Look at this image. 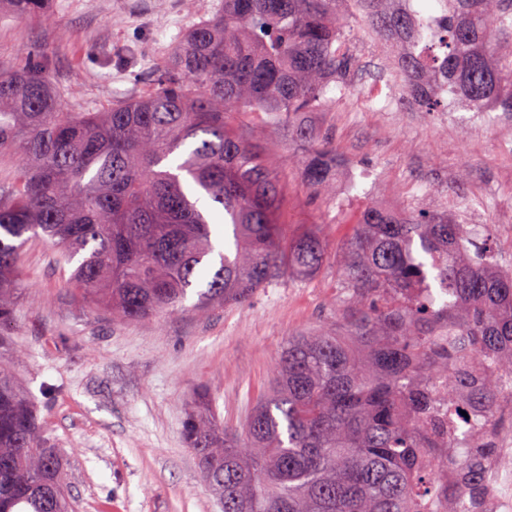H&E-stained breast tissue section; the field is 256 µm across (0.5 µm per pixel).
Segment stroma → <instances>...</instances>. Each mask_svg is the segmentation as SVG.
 <instances>
[{
	"mask_svg": "<svg viewBox=\"0 0 512 512\" xmlns=\"http://www.w3.org/2000/svg\"><path fill=\"white\" fill-rule=\"evenodd\" d=\"M220 2L50 0L47 24L0 13V71L25 51L48 56L69 110L97 111L145 91L135 74L162 67L178 36ZM351 35L354 90L304 117L335 142L330 191L304 185L305 152L287 133L263 115L246 118L279 167L286 241L313 232L326 246L316 277L282 276L240 305L124 323L66 288L71 267L60 246L27 245L28 285L16 294L8 339L22 352L17 377L43 434L64 459L72 512H222L184 440L191 401L207 387L225 426L245 425L285 340L333 322L345 218L363 206L445 210L491 225L498 257L512 265V140L500 134L512 116L437 124L403 97L394 48L359 21Z\"/></svg>",
	"mask_w": 512,
	"mask_h": 512,
	"instance_id": "stroma-1",
	"label": "stroma"
}]
</instances>
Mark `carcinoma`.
Returning a JSON list of instances; mask_svg holds the SVG:
<instances>
[{
    "mask_svg": "<svg viewBox=\"0 0 512 512\" xmlns=\"http://www.w3.org/2000/svg\"><path fill=\"white\" fill-rule=\"evenodd\" d=\"M354 0L362 21L398 43L403 95L448 110L434 92L478 112H512V0H436L440 11ZM48 0H0L36 19ZM346 0H224L185 31L149 89L97 112H64L49 60L0 72V153L24 160L0 178V331L23 283L19 257L34 238L78 260L67 285L112 318L146 323L186 309L240 305L324 259L308 233L284 246L276 163L243 121L261 112L306 151L313 191L336 176L335 147L300 117L332 90L355 87ZM339 256L336 321L284 344L267 395L243 435L200 402L185 427L224 512H476L488 419L512 400V267L490 225L469 231L446 212L367 206L351 215ZM448 403V437L437 403ZM460 448L461 486L432 452ZM62 460L42 435L11 362L0 356V512H70Z\"/></svg>",
    "mask_w": 512,
    "mask_h": 512,
    "instance_id": "carcinoma-1",
    "label": "carcinoma"
}]
</instances>
